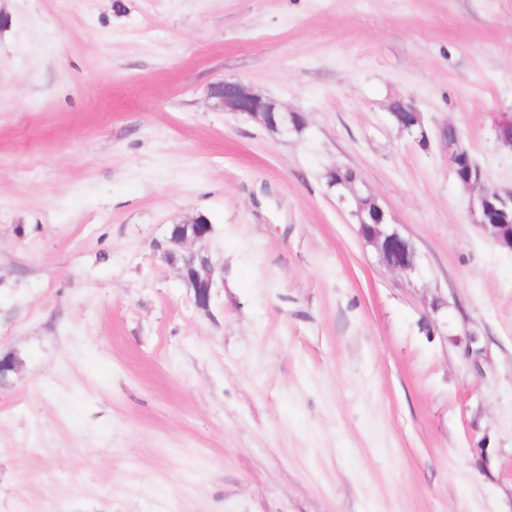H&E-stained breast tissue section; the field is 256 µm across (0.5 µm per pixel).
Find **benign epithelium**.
<instances>
[{
  "label": "benign epithelium",
  "mask_w": 512,
  "mask_h": 512,
  "mask_svg": "<svg viewBox=\"0 0 512 512\" xmlns=\"http://www.w3.org/2000/svg\"><path fill=\"white\" fill-rule=\"evenodd\" d=\"M210 97L216 99L228 112L245 114L257 119L266 127L275 131L288 128V123L300 125L302 117L297 113L281 111L276 104L239 81H220L210 88ZM391 116L398 127L415 136L416 140L426 145L429 143V131L424 118L414 105L398 101L391 107ZM498 142L512 149V119L505 118L496 124ZM450 169L459 184L469 194L470 211L476 223L487 232L494 243L501 248L512 251V225L506 223L512 211V189H503L491 185L486 178H473V160L468 152L456 142L445 143ZM374 200L360 186L348 187V194L341 200L354 205L352 215L358 218V224L366 231L367 242L373 244L385 264L393 270L408 271L416 268V251L412 243L403 237L394 225L386 222L382 207H377L380 217L371 219L368 206L364 200ZM212 231V226L197 219L190 224H176L167 239L164 249L166 259L175 257L178 248L189 241H202ZM184 269L189 275L183 278L192 290L195 307L200 310L209 308L211 291L214 286L215 270L209 261L198 255L183 257Z\"/></svg>",
  "instance_id": "1"
}]
</instances>
